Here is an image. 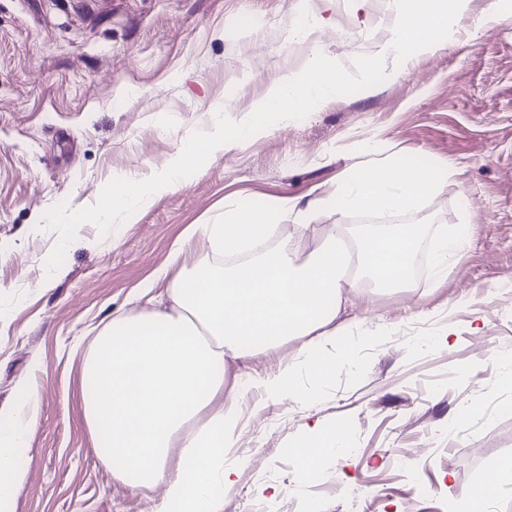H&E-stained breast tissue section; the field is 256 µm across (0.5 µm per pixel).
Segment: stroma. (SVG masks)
Returning <instances> with one entry per match:
<instances>
[{
	"label": "stroma",
	"mask_w": 512,
	"mask_h": 512,
	"mask_svg": "<svg viewBox=\"0 0 512 512\" xmlns=\"http://www.w3.org/2000/svg\"><path fill=\"white\" fill-rule=\"evenodd\" d=\"M471 0L453 39L411 62L387 58L382 84L341 96L301 122L210 159L150 199L112 234L82 225L65 261L47 274L57 235L40 229L50 208L94 204L113 178L166 168L197 129L231 106L248 118L268 88L324 53L344 65L380 54L395 0H0V408L32 386L39 412L24 452L16 512H151L152 503L101 463L78 397L82 351L112 316L130 310L171 254L192 267L207 250L190 227L220 219L226 203L261 212L278 199H324L299 234L307 256L332 225L416 224L415 288L363 285L324 345L328 384L301 375L295 392L252 390L241 400L240 458L224 512L263 503L289 512H465L464 493L512 454V388L498 390L512 358V18ZM326 18L302 28L304 13ZM399 156L447 170L442 190L412 212L336 211L330 199L350 165ZM476 234L435 277L441 233ZM299 340L228 364L275 371ZM316 425L341 427L350 455L324 461L304 485L291 450Z\"/></svg>",
	"instance_id": "35a3bbf8"
}]
</instances>
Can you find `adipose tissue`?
I'll use <instances>...</instances> for the list:
<instances>
[{
  "mask_svg": "<svg viewBox=\"0 0 512 512\" xmlns=\"http://www.w3.org/2000/svg\"><path fill=\"white\" fill-rule=\"evenodd\" d=\"M399 23L387 53L406 61L447 43L451 23L468 0H396ZM438 172L395 161L362 169L333 194L337 209L408 211L441 186ZM272 205L265 214L225 210L222 222L192 230L210 248L232 257L229 266L201 257L192 268H162L169 307L131 311L105 325L88 348L80 393L92 438H107L99 458L133 489L164 487L153 512H224V488L238 467L228 452L242 412L238 396L224 394V368L255 348L302 344L278 374L250 377L271 394L292 390L302 368L327 382L333 371L321 357L322 328L335 322L361 283L376 288H410L420 235L418 225L362 230L347 238L334 225L325 242L299 258L290 240L265 249L272 236ZM36 394L23 388L14 410L0 413V512H14L26 471L16 463L25 447ZM512 488V455L500 458L492 478L466 494L468 512H488L504 488Z\"/></svg>",
  "mask_w": 512,
  "mask_h": 512,
  "instance_id": "obj_1",
  "label": "adipose tissue"
}]
</instances>
